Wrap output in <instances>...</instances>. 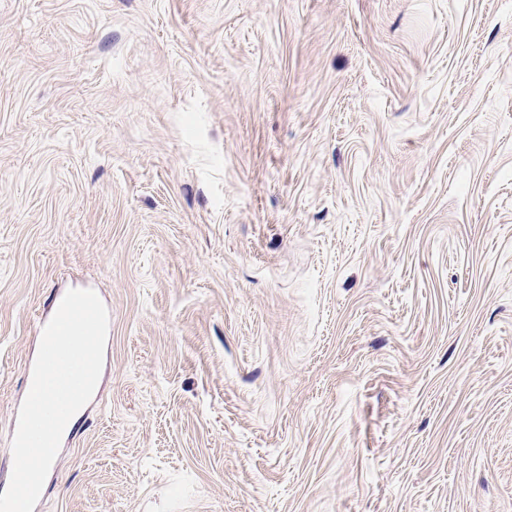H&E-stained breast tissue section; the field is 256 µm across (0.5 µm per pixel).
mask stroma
I'll return each mask as SVG.
<instances>
[{
	"label": "stroma",
	"mask_w": 512,
	"mask_h": 512,
	"mask_svg": "<svg viewBox=\"0 0 512 512\" xmlns=\"http://www.w3.org/2000/svg\"><path fill=\"white\" fill-rule=\"evenodd\" d=\"M72 288L37 512H512V0H0V468Z\"/></svg>",
	"instance_id": "obj_1"
}]
</instances>
